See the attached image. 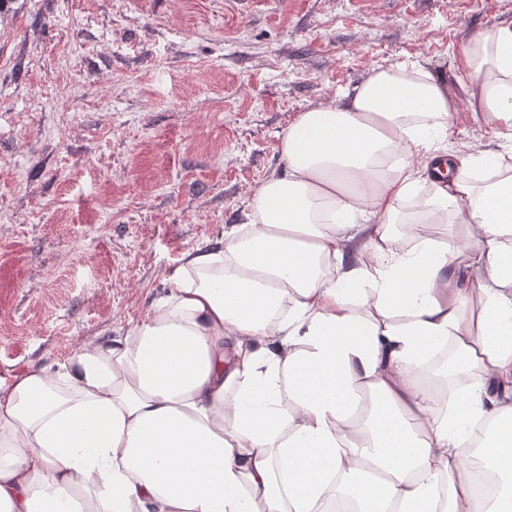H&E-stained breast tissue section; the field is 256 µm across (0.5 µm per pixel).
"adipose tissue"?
<instances>
[{"instance_id":"obj_1","label":"adipose tissue","mask_w":512,"mask_h":512,"mask_svg":"<svg viewBox=\"0 0 512 512\" xmlns=\"http://www.w3.org/2000/svg\"><path fill=\"white\" fill-rule=\"evenodd\" d=\"M454 58L504 149L416 64L300 113L143 320L0 390V512H512V26Z\"/></svg>"}]
</instances>
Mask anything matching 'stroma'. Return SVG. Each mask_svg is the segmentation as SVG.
Here are the masks:
<instances>
[{
	"label": "stroma",
	"mask_w": 512,
	"mask_h": 512,
	"mask_svg": "<svg viewBox=\"0 0 512 512\" xmlns=\"http://www.w3.org/2000/svg\"><path fill=\"white\" fill-rule=\"evenodd\" d=\"M512 0H0V384L148 313L183 254L283 175L297 116L371 69L445 77Z\"/></svg>",
	"instance_id": "1"
}]
</instances>
